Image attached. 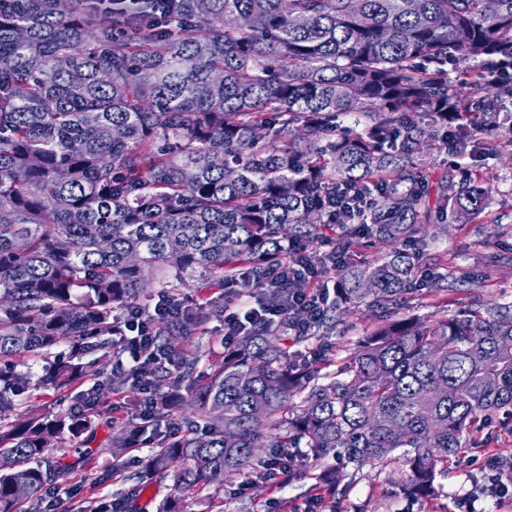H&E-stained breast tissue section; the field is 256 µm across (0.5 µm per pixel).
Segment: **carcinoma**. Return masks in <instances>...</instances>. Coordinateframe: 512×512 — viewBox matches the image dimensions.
<instances>
[{
    "mask_svg": "<svg viewBox=\"0 0 512 512\" xmlns=\"http://www.w3.org/2000/svg\"><path fill=\"white\" fill-rule=\"evenodd\" d=\"M172 0L145 3L0 0V412L17 409L30 375L14 359L63 340L74 357L112 349V319L148 289L239 287L283 268L288 241L319 243L336 206L390 245L360 267L335 262L341 291L318 328L368 301L384 312L406 291L422 252L404 244L430 222L431 194L457 217L478 216L482 175L432 186L419 160L427 132L459 111L448 62L483 110L512 98L487 71L512 66V0ZM370 194L353 210L349 190ZM301 282L283 273L271 302L190 385L200 433L160 437L134 474L142 488L172 479L202 489L253 465L257 451L306 449L316 484L352 481L325 465L404 468L400 495L425 502L492 416L512 413V307L485 302L425 326L387 318L348 356L298 363L288 305ZM208 317L158 324V346L189 339ZM336 365L321 373L320 365ZM50 362L45 383L82 374ZM85 411L0 422V512L33 499L56 469L46 452L76 440Z\"/></svg>",
    "mask_w": 512,
    "mask_h": 512,
    "instance_id": "obj_1",
    "label": "carcinoma"
}]
</instances>
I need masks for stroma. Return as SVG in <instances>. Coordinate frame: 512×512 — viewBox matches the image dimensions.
<instances>
[{"label":"stroma","mask_w":512,"mask_h":512,"mask_svg":"<svg viewBox=\"0 0 512 512\" xmlns=\"http://www.w3.org/2000/svg\"><path fill=\"white\" fill-rule=\"evenodd\" d=\"M481 134L478 146L465 153L432 143L422 160L433 181L457 179L462 169L483 173L490 187L482 213L475 218L448 222L433 221L417 231L426 257V275L417 290L407 295L400 314L419 319L425 325L448 319L476 301L512 305V120L504 112L478 115ZM376 317L367 305L346 312L328 336L339 356L352 352L362 337L374 328ZM224 351V323L212 319L203 324L179 354L196 357L200 372ZM83 378L71 389L57 392L44 387L39 378L43 362L25 358L30 374L22 396L20 412L33 411L52 416L78 407L84 397L96 395L107 408L103 417H92L78 440L61 439L49 450L59 473L45 495L55 512H71L78 502L99 496L117 497L132 487L131 474L142 469L156 446L142 442L139 450L114 448L113 440L140 412L138 399L125 390H99L100 373L111 372L112 362L96 355L84 359ZM484 451L461 457L451 473L440 479L438 497L426 504H411L397 494L401 473L397 468L360 471L346 495L326 499V512H458L457 504L469 498L473 512H512V502L492 496L479 468L484 452L512 457V417L498 414L490 422ZM251 471L225 478L201 491L185 492L189 512H303L313 499L314 481L308 469L296 471L280 485H258L246 494L238 488L251 478Z\"/></svg>","instance_id":"obj_1"}]
</instances>
